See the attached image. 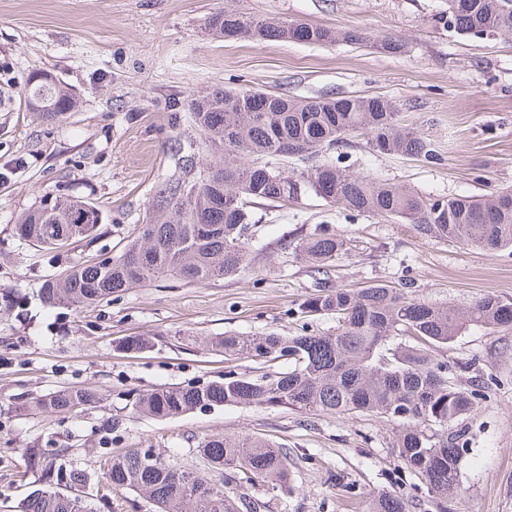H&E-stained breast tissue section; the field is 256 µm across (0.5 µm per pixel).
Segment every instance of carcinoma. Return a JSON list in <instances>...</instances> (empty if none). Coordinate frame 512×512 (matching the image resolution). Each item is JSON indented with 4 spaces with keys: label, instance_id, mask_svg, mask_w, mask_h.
Listing matches in <instances>:
<instances>
[{
    "label": "carcinoma",
    "instance_id": "cac0c4a2",
    "mask_svg": "<svg viewBox=\"0 0 512 512\" xmlns=\"http://www.w3.org/2000/svg\"><path fill=\"white\" fill-rule=\"evenodd\" d=\"M473 10L460 16L448 8L439 22L461 35H512V0H472ZM240 26L241 37L255 41L293 38V24L267 22L220 11L208 28L223 38ZM313 43L339 39L366 42L370 36L313 25ZM25 95L29 108L45 121H57L76 111V93L58 79L49 82L28 75ZM252 91L216 88L188 102L200 146L214 157L198 178H176L162 186L163 210L141 225L139 236L123 252L96 262L81 261L55 280L47 281L42 298L49 305L88 308L130 288L187 278L205 284L234 274L246 261L243 231L250 223L249 204L255 200L288 203L312 191L350 212L373 214L417 225L435 238L489 252L512 250V190L488 196L452 195L427 198L409 188L369 176L352 175L336 165L327 152L361 136L370 149L437 164L440 146L401 122L393 103L381 96L307 100L270 94L265 112L251 109ZM230 156L247 159L231 163ZM302 170L289 171L288 159ZM102 223L101 210L78 199L46 197L26 214L16 231L41 247L56 248L92 236ZM303 256L319 270L349 251L342 236L323 230L299 245ZM301 313L336 320L332 333L303 332L238 336L224 334L209 347L224 353L229 364L246 357L283 358L286 372L266 371L256 377L230 369L224 381L192 387H161L140 395L136 414L168 419L196 408L253 404L300 412H330L338 416L377 414L399 422L392 447L426 490L437 512H448V498L458 494V473L467 450L466 432L447 435L442 427L470 413L476 390L448 377V365L435 351L454 342L468 329L512 326V302L487 294L466 309L409 298L388 284L359 289H323L305 299ZM404 334L412 345L385 347ZM96 393L66 388L39 397L30 407L68 413L95 402ZM201 457L213 468H238L268 482L288 484L287 452L282 446L252 437H222L202 441ZM142 453L114 456L106 478L114 488L145 494L158 512H237L234 501L219 494L197 472L163 459L149 468ZM66 475L70 487L85 482L83 471L48 462L42 488L20 504V512H92L78 495L56 490L53 475ZM409 501L396 489L378 495L369 512H408Z\"/></svg>",
    "mask_w": 512,
    "mask_h": 512
}]
</instances>
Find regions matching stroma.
I'll list each match as a JSON object with an SVG mask.
<instances>
[{"label": "stroma", "instance_id": "obj_1", "mask_svg": "<svg viewBox=\"0 0 512 512\" xmlns=\"http://www.w3.org/2000/svg\"><path fill=\"white\" fill-rule=\"evenodd\" d=\"M446 0H0V512L39 486L28 451L60 455L87 475L78 490L93 512H156L144 494L113 489L104 462L130 449L201 469L202 439L252 435L286 447L289 486L246 481L230 469L210 479L250 512H366L371 496L399 486L411 512H436L396 456V422L342 418L267 405L196 409L169 419L134 414L138 394L220 381L225 364L203 338L328 332L329 317L299 307L324 286L387 283L411 298L468 307L487 294L512 299V253H487L430 237L416 225L355 214L315 194L250 205L247 262L205 284L170 280L132 288L88 309L47 305L43 284L78 261L118 255L157 209L162 185L198 176L210 159L192 143L190 95L260 89L294 99L381 95L403 122L440 143L428 165L348 138L347 171L431 197L512 189V36L457 34L438 18ZM369 35L359 44L224 40L209 34L222 10ZM391 37L402 49L376 47ZM46 71L81 97L56 123L28 111L24 84ZM99 207L94 238L59 249L20 240L15 226L44 196ZM350 250L330 274L314 272L298 246L317 231ZM150 348L129 353V336ZM438 357L483 397L465 419L468 452L448 512H512V328L473 329ZM66 387L100 394L68 414L25 410Z\"/></svg>", "mask_w": 512, "mask_h": 512}]
</instances>
